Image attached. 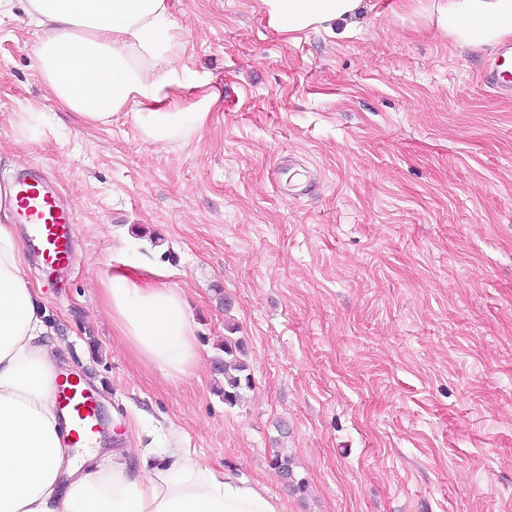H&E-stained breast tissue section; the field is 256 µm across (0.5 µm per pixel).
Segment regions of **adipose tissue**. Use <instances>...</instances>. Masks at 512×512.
Returning a JSON list of instances; mask_svg holds the SVG:
<instances>
[{"label": "adipose tissue", "instance_id": "obj_1", "mask_svg": "<svg viewBox=\"0 0 512 512\" xmlns=\"http://www.w3.org/2000/svg\"><path fill=\"white\" fill-rule=\"evenodd\" d=\"M284 36L329 29L362 0H260ZM425 24L462 48L512 36V0H404ZM24 13L41 30L33 47L46 91L88 125L125 112L145 141L184 143L218 100L200 89L184 106L170 0H0V16ZM103 311L130 349L166 377L193 375L201 354L182 289L113 275L99 284ZM41 290L26 273L13 225L0 224V512H282L263 485L219 472L176 446L159 457L122 446L98 451L54 396L59 351Z\"/></svg>", "mask_w": 512, "mask_h": 512}]
</instances>
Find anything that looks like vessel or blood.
<instances>
[{
    "label": "vessel or blood",
    "instance_id": "b4317fda",
    "mask_svg": "<svg viewBox=\"0 0 512 512\" xmlns=\"http://www.w3.org/2000/svg\"><path fill=\"white\" fill-rule=\"evenodd\" d=\"M484 82L499 95L512 96L511 70L494 68L485 74ZM8 197L18 222L29 225V244L43 264L54 271L63 268L70 258L76 217L60 204L55 186L37 174L25 173L9 185ZM55 398L59 408L70 415L76 433L95 429L96 403L76 380L67 376L58 379Z\"/></svg>",
    "mask_w": 512,
    "mask_h": 512
}]
</instances>
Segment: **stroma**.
<instances>
[{
	"instance_id": "1",
	"label": "stroma",
	"mask_w": 512,
	"mask_h": 512,
	"mask_svg": "<svg viewBox=\"0 0 512 512\" xmlns=\"http://www.w3.org/2000/svg\"><path fill=\"white\" fill-rule=\"evenodd\" d=\"M181 99L221 100L188 143L132 115L91 126L47 95L23 13L0 17V182L40 169L76 215L67 270L27 256L104 448L171 436L261 483L283 512H512V99L498 48L461 49L363 0L333 31L275 33L258 0H171ZM35 108L38 140L8 120ZM304 159L314 193L273 186ZM182 288L203 362L174 381L100 310L121 271ZM233 322L253 380L225 405L211 361ZM287 449L298 493L270 468ZM501 57L503 58V62L497 66V68H494L490 70L487 74L484 76V82L485 84L492 90L496 91L499 95L504 97H511L512 96V71L510 70L500 68L502 67L505 62L506 58H508L507 55V49L502 51Z\"/></svg>"
}]
</instances>
